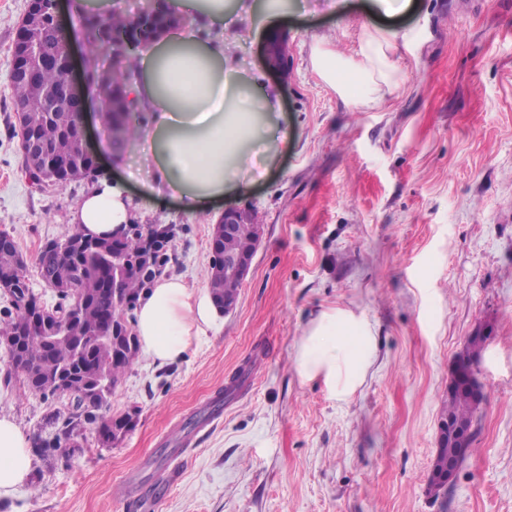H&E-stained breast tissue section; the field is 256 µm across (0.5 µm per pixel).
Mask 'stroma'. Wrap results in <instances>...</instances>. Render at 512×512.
Instances as JSON below:
<instances>
[{
  "label": "stroma",
  "instance_id": "obj_1",
  "mask_svg": "<svg viewBox=\"0 0 512 512\" xmlns=\"http://www.w3.org/2000/svg\"><path fill=\"white\" fill-rule=\"evenodd\" d=\"M288 0L287 78L264 63L266 34L232 7L229 67L261 77L288 146L211 214L163 196L144 221L166 226L172 271L205 282L218 215L256 212L263 227L235 310L191 337L176 362L139 353L109 400L136 415L104 448L94 428L69 465L32 464L0 512H512V0H414L399 49L403 82L358 110L314 71L317 44L354 55L380 16L371 0ZM27 0H0V232L28 258L65 235L88 181L43 190L21 167L7 82ZM363 315L376 351L345 402L298 373L297 348L322 311ZM486 401L470 455L444 494L427 492L448 381L469 336ZM55 400L0 384V416L27 437Z\"/></svg>",
  "mask_w": 512,
  "mask_h": 512
}]
</instances>
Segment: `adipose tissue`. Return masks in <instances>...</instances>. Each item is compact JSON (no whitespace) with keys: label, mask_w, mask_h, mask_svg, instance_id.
<instances>
[{"label":"adipose tissue","mask_w":512,"mask_h":512,"mask_svg":"<svg viewBox=\"0 0 512 512\" xmlns=\"http://www.w3.org/2000/svg\"><path fill=\"white\" fill-rule=\"evenodd\" d=\"M166 3L190 26L168 33L140 56L134 94L149 119L139 124L132 147L150 152L155 163L147 194H170L190 211L206 214L223 199L236 169L250 166L258 154L281 151L288 135L275 122L274 96L251 88L227 68L221 35L205 40L192 29L199 20L223 26L224 0ZM414 41L413 30L376 28L360 43V63L320 45L313 50L312 63L318 76L356 109H373L403 80L395 61L398 45ZM139 215L125 184L104 174L70 209L68 222L87 236L110 238L123 236ZM220 326L210 291L187 287L179 275L167 271L142 293L135 310V330L144 351L163 364L183 356L190 334ZM374 343L364 317L344 309L322 312L298 347L297 369L303 379L322 380L337 400H348L363 381ZM31 468L27 437L10 417H0V496L24 483Z\"/></svg>","instance_id":"adipose-tissue-1"}]
</instances>
